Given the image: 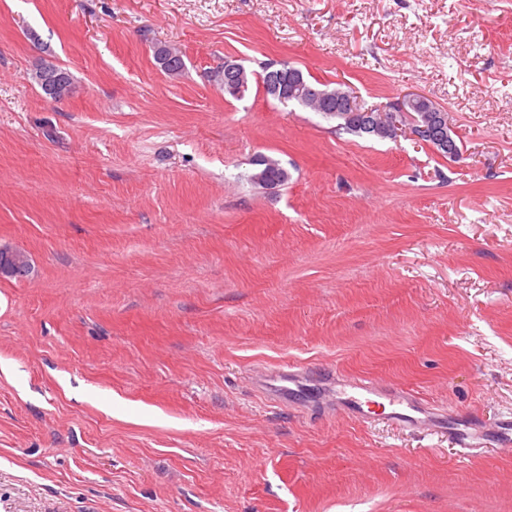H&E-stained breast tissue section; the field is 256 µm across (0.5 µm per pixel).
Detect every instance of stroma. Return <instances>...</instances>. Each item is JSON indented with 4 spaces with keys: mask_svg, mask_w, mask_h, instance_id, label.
Segmentation results:
<instances>
[{
    "mask_svg": "<svg viewBox=\"0 0 512 512\" xmlns=\"http://www.w3.org/2000/svg\"><path fill=\"white\" fill-rule=\"evenodd\" d=\"M228 58L424 95L462 154L231 98ZM1 245L32 273L0 276V512H512L511 452L321 375L512 419V0H0ZM285 364L310 409L253 388ZM264 158V160H263ZM256 167L252 176L260 177L262 180L275 183L274 188L282 186L288 181V171L277 160L270 157L259 155L253 163ZM386 398L390 401L392 405H397L398 407L391 413V418L398 423L400 426L406 428H416V427H425L428 426L426 420L415 417L409 413L408 409L424 414V412L415 409V405L413 401L415 397L400 389H393L390 391Z\"/></svg>",
    "mask_w": 512,
    "mask_h": 512,
    "instance_id": "1",
    "label": "stroma"
}]
</instances>
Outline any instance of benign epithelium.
I'll list each match as a JSON object with an SVG mask.
<instances>
[{"instance_id":"obj_1","label":"benign epithelium","mask_w":512,"mask_h":512,"mask_svg":"<svg viewBox=\"0 0 512 512\" xmlns=\"http://www.w3.org/2000/svg\"><path fill=\"white\" fill-rule=\"evenodd\" d=\"M252 76L254 73L237 60L224 61V93L235 98L241 96ZM263 92L266 96L281 101L288 97H301L319 108L333 100L336 103V111L344 113L349 119L357 120L364 127L369 125L371 112L375 111V122L388 127L396 135L407 134L425 144L433 141L448 151V158L455 159L459 156L456 141L446 140L439 135L444 127L451 126L448 114L442 110L437 111L427 125L410 122V97L389 109L363 108L355 94L342 89L312 87L306 83L300 71L282 67L271 68L267 82L263 85Z\"/></svg>"}]
</instances>
